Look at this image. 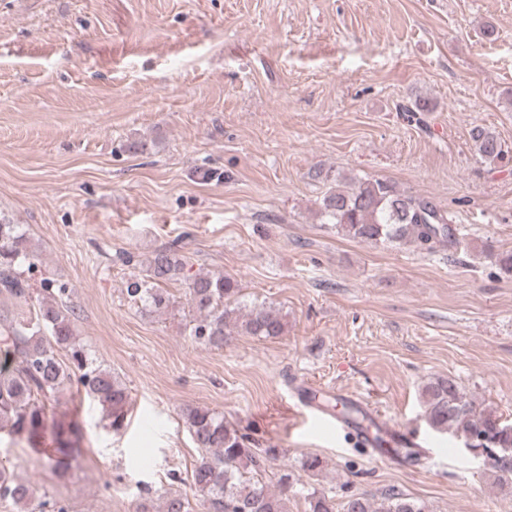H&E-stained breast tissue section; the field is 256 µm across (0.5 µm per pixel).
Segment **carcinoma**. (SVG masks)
<instances>
[{"instance_id":"obj_1","label":"carcinoma","mask_w":512,"mask_h":512,"mask_svg":"<svg viewBox=\"0 0 512 512\" xmlns=\"http://www.w3.org/2000/svg\"><path fill=\"white\" fill-rule=\"evenodd\" d=\"M476 151L490 164L506 161L507 154L497 136L475 127L471 130ZM320 213L337 232L352 239L400 247L411 245L432 253L460 244L459 229L430 198L412 195L385 179L360 178L336 184L321 199ZM38 254L20 225L0 218V292L33 304L34 315L24 321L0 314V434L27 441L41 449L46 438L53 443L50 456L59 467L67 465L70 452L78 447L82 426L57 408L73 385L107 413L109 428L117 433L124 427L130 393L96 358L76 344L73 313L67 305L66 284L43 279L39 292L31 291L23 277L37 267ZM188 257L170 245L152 254L144 274L135 278L127 295L141 306L165 314L173 298L164 284L180 279L188 290L189 336L201 345L224 348L225 338L234 332L259 339L278 338L286 332L287 321L265 303L245 305L240 301L238 282L222 272H187ZM70 353L71 365L59 357ZM428 426L437 433H450L457 440H476L480 454L490 467L504 473L507 464L488 454L490 448L512 446V423L492 411H477L456 382L438 377L422 389ZM183 418L199 448L192 481L199 512H288L291 475L283 472L276 485L258 478L265 462L277 455L275 448H254L249 438L224 423V416L201 406L187 407ZM0 499L12 501L19 512H67L60 502L38 493L18 480L0 463ZM307 512H336L334 497L313 490L307 494ZM136 512H192L187 497L170 493L155 506L150 495L141 498ZM342 512H432L429 505L391 491L380 500L350 495Z\"/></svg>"}]
</instances>
